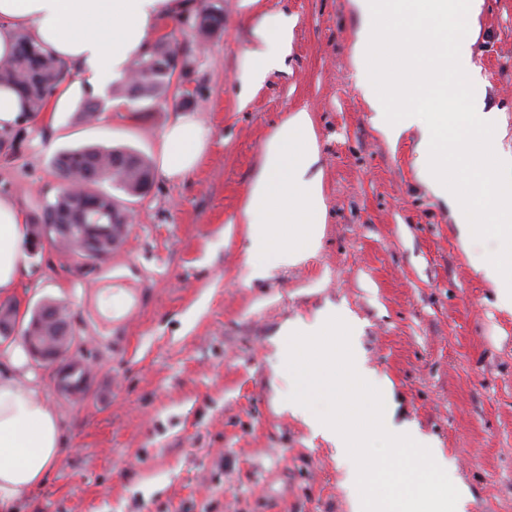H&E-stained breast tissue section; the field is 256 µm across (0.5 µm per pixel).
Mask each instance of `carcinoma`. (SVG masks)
<instances>
[{"label":"carcinoma","mask_w":512,"mask_h":512,"mask_svg":"<svg viewBox=\"0 0 512 512\" xmlns=\"http://www.w3.org/2000/svg\"><path fill=\"white\" fill-rule=\"evenodd\" d=\"M224 22V13L218 5H207L196 16L195 37L204 44L217 34ZM179 50L170 36L161 35L147 50L134 59L128 74L112 83L106 98L124 99L131 104H154L166 97L174 79ZM68 70L50 51L37 47L29 37H18L17 48L11 59L0 63V84L15 87L25 102V112L35 117L44 110L48 100L67 78ZM104 98V99H106ZM104 99L88 97L79 108L78 119L90 122L104 108ZM61 185L79 182L82 196L75 200L59 190L54 201L48 203L33 218L36 224L70 221L73 211L83 204L112 223V212H122L117 190L130 198L140 197L147 180L153 179L150 162L139 151L130 147L81 146L59 152L53 160ZM109 188H104L103 184Z\"/></svg>","instance_id":"carcinoma-1"}]
</instances>
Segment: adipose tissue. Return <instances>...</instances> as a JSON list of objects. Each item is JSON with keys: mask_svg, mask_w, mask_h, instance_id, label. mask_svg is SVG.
Returning a JSON list of instances; mask_svg holds the SVG:
<instances>
[{"mask_svg": "<svg viewBox=\"0 0 512 512\" xmlns=\"http://www.w3.org/2000/svg\"><path fill=\"white\" fill-rule=\"evenodd\" d=\"M185 0H0V62L18 35L51 50L74 74L104 89L159 34L162 18L178 16ZM262 47L251 52L242 79L259 86L279 61L288 25L267 17ZM210 132L194 115L178 116L161 138L162 176L195 171ZM317 147L308 112L289 114L268 139L245 206L255 275L294 266L314 254L324 228L321 183L308 174ZM28 227L15 200L0 196V297H10L27 271ZM21 347L0 350V512L37 489L61 457L58 416L39 398L42 385L24 368Z\"/></svg>", "mask_w": 512, "mask_h": 512, "instance_id": "adipose-tissue-1", "label": "adipose tissue"}]
</instances>
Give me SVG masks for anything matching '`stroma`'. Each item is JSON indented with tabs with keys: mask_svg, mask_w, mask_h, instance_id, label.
<instances>
[{
	"mask_svg": "<svg viewBox=\"0 0 512 512\" xmlns=\"http://www.w3.org/2000/svg\"><path fill=\"white\" fill-rule=\"evenodd\" d=\"M224 28L205 44L179 19L188 74L167 100L108 106L92 123L77 104L46 108L0 136V195L29 215L54 199V156L85 144L128 146L160 162L182 114L210 130L200 166L155 176L123 198L126 240L101 262L53 246L30 252L12 300L62 303L90 365L87 396L59 394L34 366L66 442L16 512H350L335 452L282 412L274 345L289 321L336 310L393 390L395 423L432 436L467 485V512H512V313L473 272L447 203L414 165L417 133L390 143L359 87L353 0H215ZM288 19L279 68L250 95L242 74L265 16ZM512 149V0H484L470 45ZM304 109L318 147L325 233L300 264L256 278L244 206L266 140ZM122 316L100 311L104 286Z\"/></svg>",
	"mask_w": 512,
	"mask_h": 512,
	"instance_id": "obj_1",
	"label": "stroma"
}]
</instances>
